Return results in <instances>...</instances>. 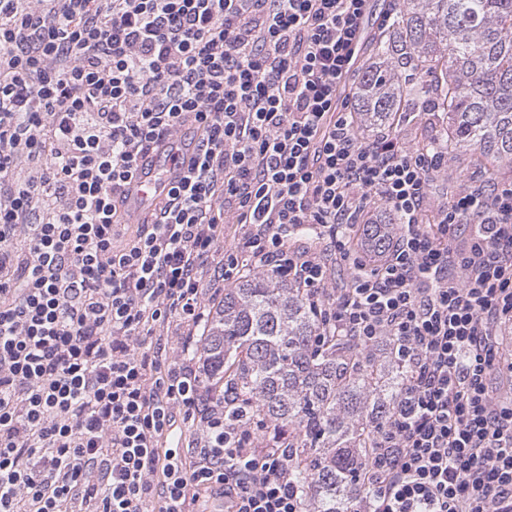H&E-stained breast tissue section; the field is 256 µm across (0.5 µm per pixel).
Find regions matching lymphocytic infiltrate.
<instances>
[{"mask_svg": "<svg viewBox=\"0 0 512 512\" xmlns=\"http://www.w3.org/2000/svg\"><path fill=\"white\" fill-rule=\"evenodd\" d=\"M365 2L0 0V512H306L287 437L196 359L252 273L299 289L316 344L410 371L353 512H512V401L490 388L512 375V182L436 198L447 140L360 138ZM186 126L187 172L129 226L139 158ZM380 209L399 231L370 266Z\"/></svg>", "mask_w": 512, "mask_h": 512, "instance_id": "lymphocytic-infiltrate-1", "label": "lymphocytic infiltrate"}]
</instances>
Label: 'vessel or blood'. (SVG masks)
I'll list each match as a JSON object with an SVG mask.
<instances>
[{"mask_svg": "<svg viewBox=\"0 0 512 512\" xmlns=\"http://www.w3.org/2000/svg\"><path fill=\"white\" fill-rule=\"evenodd\" d=\"M192 143L186 136L161 143L155 151L142 159L119 203L127 220H137L142 211L153 208L163 200L179 170L176 155L191 152Z\"/></svg>", "mask_w": 512, "mask_h": 512, "instance_id": "b4317fda", "label": "vessel or blood"}]
</instances>
